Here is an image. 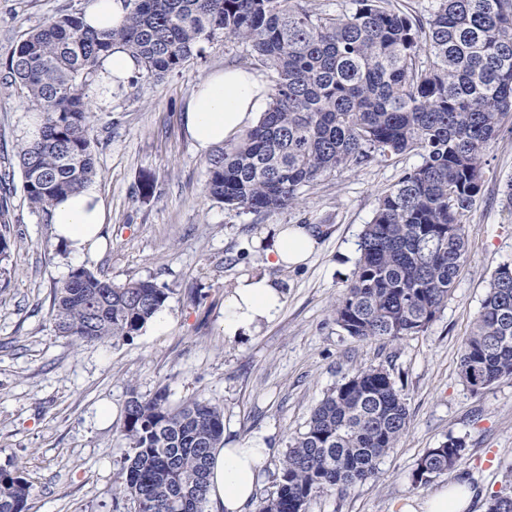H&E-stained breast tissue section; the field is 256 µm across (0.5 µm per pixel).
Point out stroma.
I'll return each instance as SVG.
<instances>
[{
	"label": "stroma",
	"instance_id": "stroma-1",
	"mask_svg": "<svg viewBox=\"0 0 512 512\" xmlns=\"http://www.w3.org/2000/svg\"><path fill=\"white\" fill-rule=\"evenodd\" d=\"M83 7L84 0H0V62L32 29ZM229 66L259 68L245 46L224 40L162 80L90 86L101 142L91 187L105 203L108 235L81 258L28 205L16 152L30 108L19 90L0 85V174L11 175L0 220L9 224L12 243L0 286V468L23 466L38 487L29 512H136L116 492L129 453L119 424L131 392L149 396L164 388L175 403L200 396L220 406L228 441L260 438L272 448L256 487L268 495L290 442L324 394L353 371L380 365L405 398L408 431L380 460L377 480L314 497L308 512H392L413 496L419 458L451 436L465 441L466 455L425 490L467 484L475 493L472 512H485L512 467V378L472 393L458 359L493 271L512 265V208L502 200L512 179V119L486 157L468 258L447 306L426 332L389 344L358 341L336 326L332 306L349 282L378 195L421 158L409 153L323 178L299 204L275 214L224 209L206 195L208 158L186 138L182 116L196 85ZM144 175L153 181L146 198L137 191ZM281 224L319 230L307 264L267 266L265 252ZM80 265L115 282L166 285V330L148 327L127 341L82 346L56 336L51 288ZM252 274L268 275L285 291L283 310L254 333L225 338L224 299Z\"/></svg>",
	"mask_w": 512,
	"mask_h": 512
}]
</instances>
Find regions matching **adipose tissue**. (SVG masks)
<instances>
[{"label": "adipose tissue", "mask_w": 512, "mask_h": 512, "mask_svg": "<svg viewBox=\"0 0 512 512\" xmlns=\"http://www.w3.org/2000/svg\"><path fill=\"white\" fill-rule=\"evenodd\" d=\"M269 102V88L256 71L228 67L211 72L201 81L183 114V127L199 154L238 140L254 127ZM106 221L105 206L90 188L57 203L51 222L57 239L73 256L92 253L101 240ZM318 241L310 226H279L275 244L267 252L269 265L293 268L307 261ZM285 294L264 276L242 279L224 301V335L233 338L258 330L274 321ZM271 454L263 441L217 448L210 465L208 498L212 512H244L252 499L258 475ZM473 493L463 483H452L423 498L404 499L394 512H469Z\"/></svg>", "instance_id": "obj_1"}]
</instances>
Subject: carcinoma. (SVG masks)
Returning a JSON list of instances; mask_svg holds the SVG:
<instances>
[{
	"mask_svg": "<svg viewBox=\"0 0 512 512\" xmlns=\"http://www.w3.org/2000/svg\"><path fill=\"white\" fill-rule=\"evenodd\" d=\"M118 28L95 31L64 14L28 33L6 61L3 84L25 95L39 135L17 149L30 207L45 216L97 176L94 113L86 88L119 42L138 75L161 79L216 39L246 45L271 72L258 124L209 160L206 192L242 213L297 204L321 178L416 152L422 163L382 192L360 237L349 284L332 308L359 341L425 332L448 303L467 258V220L485 180L484 157L512 118V0H432L413 16L392 0H352L315 13L305 0H124ZM426 56L427 62L421 61ZM11 240L0 225V278ZM170 289L150 279L114 283L83 266L52 288L49 320L74 344L141 332ZM462 382L479 393L512 377V266L492 273L465 339ZM405 398L382 366L362 368L314 407L287 448L277 492L255 512H307L323 493L377 477L408 430ZM131 449L117 490L138 512H206L210 459L224 444V410L166 389L131 392L120 423ZM465 443L450 437L420 457L412 486L457 467ZM37 487L0 469V512H28Z\"/></svg>",
	"mask_w": 512,
	"mask_h": 512,
	"instance_id": "cac0c4a2",
	"label": "carcinoma"
}]
</instances>
